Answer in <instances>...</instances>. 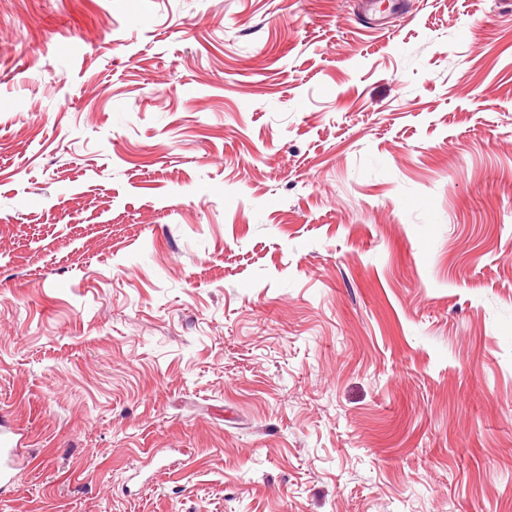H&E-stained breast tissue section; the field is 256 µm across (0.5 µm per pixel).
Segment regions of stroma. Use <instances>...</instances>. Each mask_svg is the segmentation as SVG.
Returning <instances> with one entry per match:
<instances>
[{
	"instance_id": "35a3bbf8",
	"label": "stroma",
	"mask_w": 512,
	"mask_h": 512,
	"mask_svg": "<svg viewBox=\"0 0 512 512\" xmlns=\"http://www.w3.org/2000/svg\"><path fill=\"white\" fill-rule=\"evenodd\" d=\"M0 512H512V0H0Z\"/></svg>"
}]
</instances>
